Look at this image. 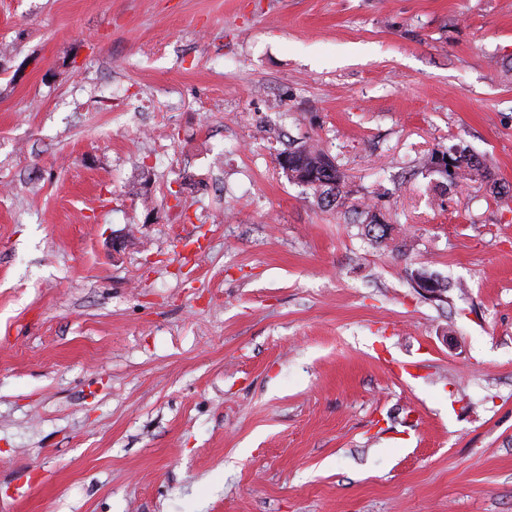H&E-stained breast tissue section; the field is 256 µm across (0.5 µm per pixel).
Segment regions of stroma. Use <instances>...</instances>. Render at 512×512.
Segmentation results:
<instances>
[{
	"label": "stroma",
	"mask_w": 512,
	"mask_h": 512,
	"mask_svg": "<svg viewBox=\"0 0 512 512\" xmlns=\"http://www.w3.org/2000/svg\"><path fill=\"white\" fill-rule=\"evenodd\" d=\"M0 512H512V0H0ZM288 158V175L306 181L322 203L331 206L336 200H345L350 196L346 183L330 157L311 146H300L282 154L279 158L281 167L286 170L281 158ZM331 196L332 200H327ZM448 158L450 162L445 164V174L449 177L451 184L456 183L457 179L469 180H482L488 184L491 182L493 186L492 193L501 195V187L497 185V181L493 179V174L487 164L480 159L477 155L471 153L466 147H461L455 150V153H449ZM450 167H454L455 171L452 172ZM367 209H359L358 206L353 205L350 209V212L355 215L353 223L362 225L364 235L368 239L376 243L384 242L390 235V224H384L376 213Z\"/></svg>",
	"instance_id": "1"
}]
</instances>
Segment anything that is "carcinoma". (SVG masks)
Returning a JSON list of instances; mask_svg holds the SVG:
<instances>
[{
	"mask_svg": "<svg viewBox=\"0 0 512 512\" xmlns=\"http://www.w3.org/2000/svg\"><path fill=\"white\" fill-rule=\"evenodd\" d=\"M284 157L288 158V171L292 176L306 181L320 201L330 206L332 200H344L350 196L340 171L324 152L304 145L289 150ZM448 158L450 162L445 164V174L450 177V183H456L459 178L480 179L493 186L492 193L502 194L487 164L469 149L461 147L448 154ZM350 212L354 215L353 223L362 225L368 239L377 243L388 239L390 225L381 222L376 213L356 205L351 207Z\"/></svg>",
	"mask_w": 512,
	"mask_h": 512,
	"instance_id": "1",
	"label": "carcinoma"
}]
</instances>
